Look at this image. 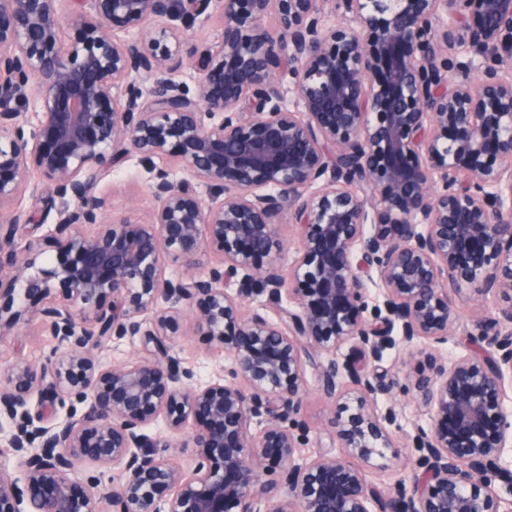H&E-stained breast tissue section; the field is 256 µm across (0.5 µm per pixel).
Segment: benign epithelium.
Segmentation results:
<instances>
[{
  "instance_id": "obj_1",
  "label": "benign epithelium",
  "mask_w": 512,
  "mask_h": 512,
  "mask_svg": "<svg viewBox=\"0 0 512 512\" xmlns=\"http://www.w3.org/2000/svg\"><path fill=\"white\" fill-rule=\"evenodd\" d=\"M202 15L224 39L190 56L192 92L171 75ZM129 156L155 200L135 223L103 184ZM34 171L58 206L46 261L43 220L19 208ZM5 271L0 335L36 316L66 355L17 361L0 385V512H512V0H0ZM465 286L501 303L461 326ZM263 294L277 319L244 311ZM186 316L228 352L208 382L173 354ZM456 330L468 354L429 355L405 386L430 415L410 435L420 474L382 497L367 467L394 448L378 398L397 382L376 363ZM123 339L138 357L102 364ZM308 364L361 465L302 457ZM84 461L117 474L80 484ZM291 210L289 213L286 211L284 216L280 220V224H277L278 238L282 242V250L279 255L281 264L288 270L293 260L297 257L301 250V241L296 235L294 227L292 226Z\"/></svg>"
}]
</instances>
